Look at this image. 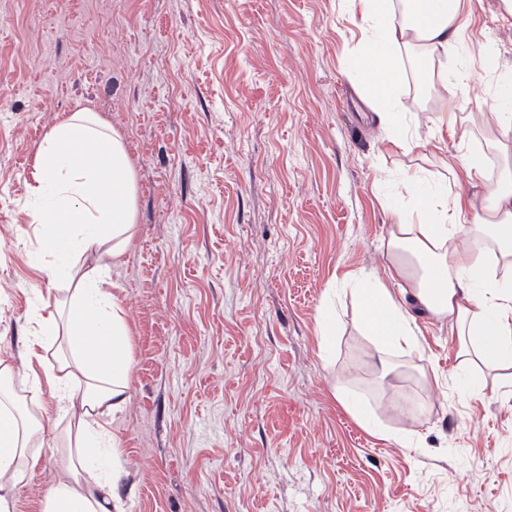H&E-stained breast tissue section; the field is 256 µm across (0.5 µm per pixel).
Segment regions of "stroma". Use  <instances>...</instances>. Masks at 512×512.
I'll return each instance as SVG.
<instances>
[{"label": "stroma", "instance_id": "35a3bbf8", "mask_svg": "<svg viewBox=\"0 0 512 512\" xmlns=\"http://www.w3.org/2000/svg\"><path fill=\"white\" fill-rule=\"evenodd\" d=\"M364 32L339 0H0V360L20 364L39 272L43 138L73 112L124 140L136 233L112 263L130 329L106 425L126 512H512V369L463 396L447 322L381 376L351 289L382 275L416 153L353 93ZM467 107L512 81V17L477 0ZM334 334L319 347L326 304ZM60 459L18 488L40 512Z\"/></svg>", "mask_w": 512, "mask_h": 512}]
</instances>
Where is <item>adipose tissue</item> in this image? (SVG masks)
<instances>
[{
	"label": "adipose tissue",
	"instance_id": "obj_1",
	"mask_svg": "<svg viewBox=\"0 0 512 512\" xmlns=\"http://www.w3.org/2000/svg\"><path fill=\"white\" fill-rule=\"evenodd\" d=\"M369 31L355 59L356 90L384 131L388 147L436 155L456 142L450 175H464L477 192L449 194L424 164L407 169L404 186L417 223L397 219L383 243L384 274L363 277L356 290L362 323L375 350L418 347L409 306L447 321L464 367L476 363L512 366V102L477 112L462 111L470 85L467 69L453 66L460 47L464 0H342ZM420 60V73L445 98L448 110L423 122L401 111L404 62ZM499 149L500 176L489 181L482 154L470 149L474 136ZM34 179L37 205L29 210L39 244L58 256L49 278L65 280V315L37 302L44 314L30 337L21 369L0 365V512H14L15 491L42 463L43 425L21 403L8 382L20 379L32 398L51 393L67 427L53 445L63 462L45 493L42 512H124L118 494L121 473L96 468L106 454L118 455L105 416L129 399L132 367L129 330L111 293L109 259L120 257L137 222L136 173L124 142L89 112H76L42 140ZM490 239L491 250L475 248ZM92 266H84L87 256ZM65 337V348L47 344Z\"/></svg>",
	"mask_w": 512,
	"mask_h": 512
}]
</instances>
